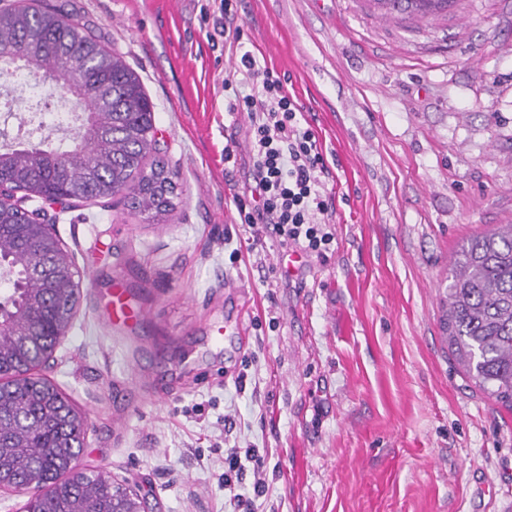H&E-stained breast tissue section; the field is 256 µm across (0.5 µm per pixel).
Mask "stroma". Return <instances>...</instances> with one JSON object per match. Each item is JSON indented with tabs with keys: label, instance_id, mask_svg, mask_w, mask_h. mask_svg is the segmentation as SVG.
<instances>
[{
	"label": "stroma",
	"instance_id": "35a3bbf8",
	"mask_svg": "<svg viewBox=\"0 0 512 512\" xmlns=\"http://www.w3.org/2000/svg\"><path fill=\"white\" fill-rule=\"evenodd\" d=\"M50 2L137 72L177 184L157 223L122 195L27 203L82 276L40 372L87 421L82 467L146 512H225L232 441L267 451L277 512H512V411L439 330L459 245L512 224V0H452L417 27L372 0H233L226 17L216 0ZM246 50L284 76L330 169L335 249L292 278L277 248L248 253L232 202L249 120L225 110L224 69ZM117 282L134 326L108 320ZM92 476L108 479L112 483L113 489H119L120 499L112 498V512H145L143 498L137 490L115 482L109 472L99 471Z\"/></svg>",
	"mask_w": 512,
	"mask_h": 512
}]
</instances>
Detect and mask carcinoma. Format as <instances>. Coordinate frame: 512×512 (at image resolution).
Segmentation results:
<instances>
[{"label":"carcinoma","instance_id":"obj_1","mask_svg":"<svg viewBox=\"0 0 512 512\" xmlns=\"http://www.w3.org/2000/svg\"><path fill=\"white\" fill-rule=\"evenodd\" d=\"M390 17L425 20L448 0H372ZM34 68L68 92L91 131L64 144L0 145V179L16 202L0 204V277L11 285L0 318L13 335L0 340V471L17 482L35 472L47 487L41 512H110L109 491L96 478H64L63 447L81 450L86 422L73 412L67 425L55 412L69 405L55 385L27 375L50 344L47 327L64 318L74 295L72 260L60 240L23 211L26 200L59 196L77 201L127 193L155 219L174 209L169 171L147 163L155 147L154 104L122 56L47 0L0 7V74ZM440 321L448 350L463 375L512 411V224L470 237L448 269Z\"/></svg>","mask_w":512,"mask_h":512}]
</instances>
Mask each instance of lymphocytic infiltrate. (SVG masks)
I'll return each instance as SVG.
<instances>
[{
  "label": "lymphocytic infiltrate",
  "mask_w": 512,
  "mask_h": 512,
  "mask_svg": "<svg viewBox=\"0 0 512 512\" xmlns=\"http://www.w3.org/2000/svg\"><path fill=\"white\" fill-rule=\"evenodd\" d=\"M224 88L232 96L231 112L246 113L250 154L245 194L233 202L252 245L276 242L307 257L326 258L336 243L328 171L301 106L289 96L281 77L258 66L251 53L224 71ZM224 487L231 490L234 512H257L266 494V457L256 448L230 446L224 451ZM252 474V497L234 490L236 480Z\"/></svg>",
  "instance_id": "f902f5d3"
}]
</instances>
